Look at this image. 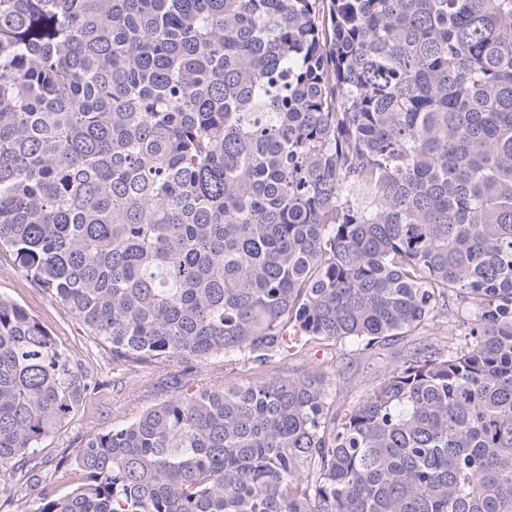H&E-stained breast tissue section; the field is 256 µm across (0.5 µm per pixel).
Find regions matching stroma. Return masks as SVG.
I'll return each mask as SVG.
<instances>
[{
    "mask_svg": "<svg viewBox=\"0 0 512 512\" xmlns=\"http://www.w3.org/2000/svg\"><path fill=\"white\" fill-rule=\"evenodd\" d=\"M0 295L26 308L70 349L76 360L98 375L96 389L38 452L45 474L63 492L80 480L77 472L59 467L63 452L72 450L89 435L130 423L146 408L173 395L272 375L299 376L322 365L335 370L332 393L341 403L368 392L406 357L427 348L442 347L448 335L447 320L442 317L423 330L366 354L348 352L341 356L334 347L319 345L300 352H285L260 369L244 359L217 356L189 370L180 360L148 358L134 364L113 361L101 342L89 336L72 315L28 280L11 253L4 249L0 250Z\"/></svg>",
    "mask_w": 512,
    "mask_h": 512,
    "instance_id": "stroma-1",
    "label": "stroma"
}]
</instances>
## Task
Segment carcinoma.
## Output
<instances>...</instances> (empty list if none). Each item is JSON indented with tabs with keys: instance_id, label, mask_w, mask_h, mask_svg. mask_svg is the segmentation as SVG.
Segmentation results:
<instances>
[{
	"instance_id": "cac0c4a2",
	"label": "carcinoma",
	"mask_w": 512,
	"mask_h": 512,
	"mask_svg": "<svg viewBox=\"0 0 512 512\" xmlns=\"http://www.w3.org/2000/svg\"><path fill=\"white\" fill-rule=\"evenodd\" d=\"M115 361L367 352L82 440L20 512H512V0H0V249ZM98 385L0 295V472Z\"/></svg>"
}]
</instances>
